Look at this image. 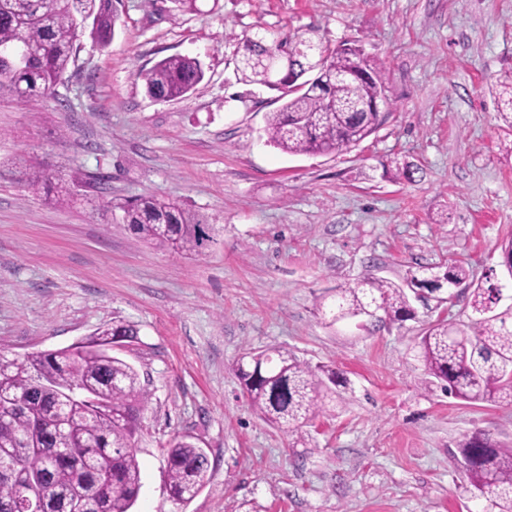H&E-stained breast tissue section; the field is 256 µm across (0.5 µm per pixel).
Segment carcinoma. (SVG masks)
Here are the masks:
<instances>
[{
	"mask_svg": "<svg viewBox=\"0 0 512 512\" xmlns=\"http://www.w3.org/2000/svg\"><path fill=\"white\" fill-rule=\"evenodd\" d=\"M118 14L113 0H0V49L21 45L20 60L0 58V97L34 105L51 96L71 62L79 33L104 44L112 39ZM239 80L278 93L281 106L268 114L267 142L293 155H341L374 133L385 120L372 104L390 106L383 66L353 46L329 49L305 34L263 30L238 42ZM199 61L171 55L139 77L146 93L174 101L203 79ZM499 114L512 131V73L497 81ZM415 168L395 159L386 173L411 181ZM43 169L25 172L37 194L51 184ZM102 210L142 241L173 254L199 252L212 241L207 220L175 200L141 196L111 198ZM469 270L455 264L411 277L408 287L429 293L462 285ZM497 289L471 291L472 321L459 329L446 320L429 324L418 343L426 382L470 403L512 401V306L494 305ZM332 320L353 317L402 322L412 316L405 288L366 279L336 294ZM138 334L124 322L98 329L78 346L34 352L21 360L0 355V512H19L26 487L42 488L41 512H131L141 487L137 451L131 445L149 395L138 371L110 354L118 338ZM236 375L251 406L266 423L300 441L303 427L336 400L330 385L336 371L312 367L286 349L243 353ZM471 496L480 512H512V447L473 435L457 445ZM205 451L185 438L167 451V486L173 500L186 502L206 485Z\"/></svg>",
	"mask_w": 512,
	"mask_h": 512,
	"instance_id": "obj_1",
	"label": "carcinoma"
}]
</instances>
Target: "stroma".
Returning <instances> with one entry per match:
<instances>
[{
  "label": "stroma",
  "mask_w": 512,
  "mask_h": 512,
  "mask_svg": "<svg viewBox=\"0 0 512 512\" xmlns=\"http://www.w3.org/2000/svg\"><path fill=\"white\" fill-rule=\"evenodd\" d=\"M114 0L108 45L82 34L40 105L0 98V355L58 350L120 319L115 348L149 393L137 433L132 512H479L455 457L464 436L512 446V404H470L423 381L417 343L452 301L411 298L412 319L331 321L337 293L366 277L406 284L418 266L501 273L512 241V133L494 83L512 72V0ZM314 31L383 63L392 107L342 155L266 141L267 88L239 81L236 37ZM197 59L186 97L150 98L139 77L170 55ZM418 167L392 181L383 163ZM65 179L66 207L33 195L29 165ZM116 198L176 199L215 224L200 253L139 240L99 210ZM285 348L346 384L306 443L262 421L236 375L247 349ZM186 436L209 480L184 505L166 450Z\"/></svg>",
  "instance_id": "obj_1"
}]
</instances>
